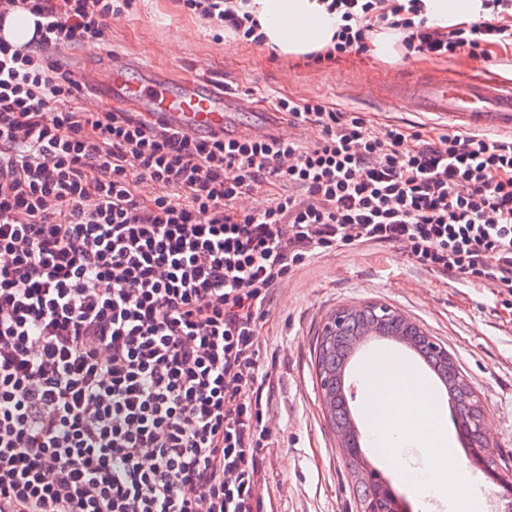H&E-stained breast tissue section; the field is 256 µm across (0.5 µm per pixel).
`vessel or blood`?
<instances>
[{"instance_id": "1", "label": "vessel or blood", "mask_w": 512, "mask_h": 512, "mask_svg": "<svg viewBox=\"0 0 512 512\" xmlns=\"http://www.w3.org/2000/svg\"><path fill=\"white\" fill-rule=\"evenodd\" d=\"M89 101L107 109L131 100L145 119L195 137L261 138L285 131L278 113L258 108L245 94L210 77L174 80L166 72L127 55L104 60L96 78L75 72ZM391 99L409 111L469 131L512 134V83L488 82L470 74L435 75L393 82Z\"/></svg>"}]
</instances>
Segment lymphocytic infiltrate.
<instances>
[{
  "label": "lymphocytic infiltrate",
  "mask_w": 512,
  "mask_h": 512,
  "mask_svg": "<svg viewBox=\"0 0 512 512\" xmlns=\"http://www.w3.org/2000/svg\"><path fill=\"white\" fill-rule=\"evenodd\" d=\"M131 0H0V512H263L273 432L260 329L280 284L331 252L396 247L512 304V135L374 124L278 95L288 137H190L94 110L54 54L100 42ZM235 39L236 0H183ZM440 27L423 0H330L307 64L369 52L483 59L512 0ZM37 19L24 9H15L6 17L2 36L14 45H24L32 39Z\"/></svg>",
  "instance_id": "lymphocytic-infiltrate-1"
}]
</instances>
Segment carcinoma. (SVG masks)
Listing matches in <instances>:
<instances>
[{
    "instance_id": "1",
    "label": "carcinoma",
    "mask_w": 512,
    "mask_h": 512,
    "mask_svg": "<svg viewBox=\"0 0 512 512\" xmlns=\"http://www.w3.org/2000/svg\"><path fill=\"white\" fill-rule=\"evenodd\" d=\"M375 337L422 353L454 402L458 435L466 457L483 465L489 477L498 479L497 459L486 448L481 435L483 406L467 385L454 357L434 343L419 326L395 312L375 305L342 309L328 318L316 337L314 364L324 412L339 447L353 449L348 457V469L360 512H406L404 503L381 474H376L371 482L359 477L361 473L369 474V465L363 449L352 444L356 428L345 408L343 375L346 367L360 345Z\"/></svg>"
}]
</instances>
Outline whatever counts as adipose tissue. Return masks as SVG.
Wrapping results in <instances>:
<instances>
[{
	"label": "adipose tissue",
	"instance_id": "ef3b65f1",
	"mask_svg": "<svg viewBox=\"0 0 512 512\" xmlns=\"http://www.w3.org/2000/svg\"><path fill=\"white\" fill-rule=\"evenodd\" d=\"M248 11L267 37L269 50L300 56L329 45L341 20L327 11L323 0H247ZM426 14L441 26L475 21L482 0H424ZM374 372L383 384H369L364 397V420L376 447L401 468L398 450L411 444L425 451L417 473L403 470L421 497L447 500L451 512H479V504L465 489L466 474L447 446L437 418V402L428 382L408 365L389 356L378 358Z\"/></svg>",
	"mask_w": 512,
	"mask_h": 512
}]
</instances>
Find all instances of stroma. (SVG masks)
Returning <instances> with one entry per match:
<instances>
[{
	"label": "stroma",
	"instance_id": "1",
	"mask_svg": "<svg viewBox=\"0 0 512 512\" xmlns=\"http://www.w3.org/2000/svg\"><path fill=\"white\" fill-rule=\"evenodd\" d=\"M115 53L172 73L196 71L221 79L264 104L276 95L317 97L375 123L411 128L423 124V117L384 97L394 76L472 68L499 79L507 72L501 60L512 57V48H489L488 62L479 64L464 56L447 61L413 56L392 64L364 54L316 69L293 56L225 40L181 0H134L126 16L110 22L104 41L56 57L67 70L92 71ZM369 304L408 317L457 359L485 419L495 423L485 435L488 448L512 478V310H503L489 289L417 269L396 248L336 252L277 290L261 330L268 353L264 364L272 373L261 394L279 421L270 447L262 451L267 512H358L346 461L321 405L313 349L334 311Z\"/></svg>",
	"mask_w": 512,
	"mask_h": 512
}]
</instances>
